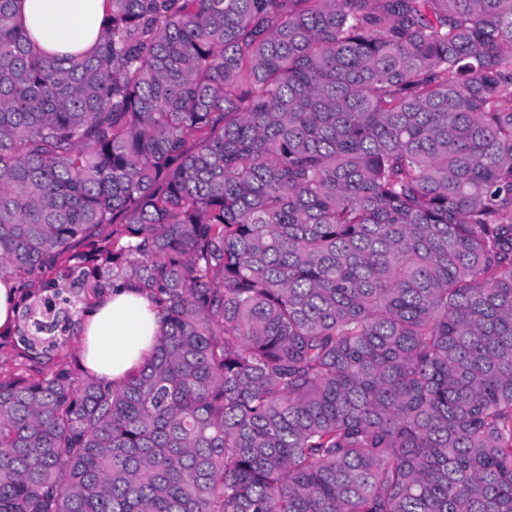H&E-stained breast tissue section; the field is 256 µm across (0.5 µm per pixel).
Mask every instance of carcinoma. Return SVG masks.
<instances>
[{"label":"carcinoma","mask_w":512,"mask_h":512,"mask_svg":"<svg viewBox=\"0 0 512 512\" xmlns=\"http://www.w3.org/2000/svg\"><path fill=\"white\" fill-rule=\"evenodd\" d=\"M14 2L0 277L161 334L0 381V512H512V0H111L62 56ZM77 313L65 336L64 349L54 348L51 355H65L63 363L81 366L115 385L121 383L152 352L159 336L157 312L151 299L134 286L110 288L84 311ZM80 324V350L77 336Z\"/></svg>","instance_id":"1"}]
</instances>
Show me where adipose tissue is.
Here are the masks:
<instances>
[{"label":"adipose tissue","instance_id":"obj_1","mask_svg":"<svg viewBox=\"0 0 512 512\" xmlns=\"http://www.w3.org/2000/svg\"><path fill=\"white\" fill-rule=\"evenodd\" d=\"M109 10V0H16L20 28L50 55L91 54ZM80 336L84 368L118 384L152 352L157 312L136 287L111 288L85 310Z\"/></svg>","mask_w":512,"mask_h":512}]
</instances>
